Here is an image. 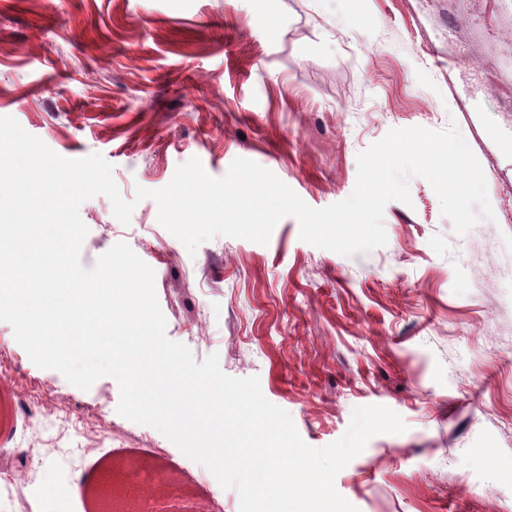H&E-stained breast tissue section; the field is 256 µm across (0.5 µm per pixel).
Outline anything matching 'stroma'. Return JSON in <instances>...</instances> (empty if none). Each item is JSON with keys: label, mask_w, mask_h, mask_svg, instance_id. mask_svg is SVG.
Returning <instances> with one entry per match:
<instances>
[{"label": "stroma", "mask_w": 512, "mask_h": 512, "mask_svg": "<svg viewBox=\"0 0 512 512\" xmlns=\"http://www.w3.org/2000/svg\"><path fill=\"white\" fill-rule=\"evenodd\" d=\"M512 55V13L483 0H0V116L66 158L101 154L125 200L199 158L224 176L238 157L309 206L352 193L357 156L393 128L456 126L479 160L494 220L457 235L423 178L384 208L385 246L345 257L283 218L268 244L220 236L196 254L136 201L129 224L107 196L84 202V268L119 242L155 272L166 335L196 361L255 376L319 448L355 408L399 414L335 479L358 512H512V112L474 70ZM0 481L65 475L66 512H90L110 462L139 464L151 500L240 512L201 464L117 412L110 377L81 390L37 367L0 322ZM64 410L87 430L34 433L28 411ZM173 474L175 490L153 480Z\"/></svg>", "instance_id": "1"}]
</instances>
